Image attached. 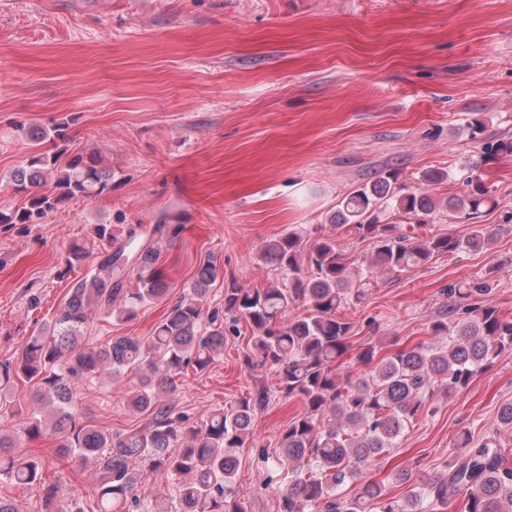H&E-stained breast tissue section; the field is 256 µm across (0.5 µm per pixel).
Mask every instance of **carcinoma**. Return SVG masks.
Returning <instances> with one entry per match:
<instances>
[{
	"label": "carcinoma",
	"instance_id": "1",
	"mask_svg": "<svg viewBox=\"0 0 512 512\" xmlns=\"http://www.w3.org/2000/svg\"><path fill=\"white\" fill-rule=\"evenodd\" d=\"M68 124L32 134L36 150L15 171L12 190L23 196L21 207L0 211V224H38L64 202L102 193L112 174L97 155L77 154L62 160ZM50 142L52 150L42 149ZM53 190L38 187L47 176ZM398 175L388 173L342 198L332 221L371 241L368 268L391 273L422 266L436 254L461 249L482 250L496 241L495 227L475 224L465 238L427 230L425 216L436 209L426 193L403 192ZM491 200L481 178L466 181L463 195L448 198V211L472 220ZM405 219L409 232L394 233L382 224L385 211ZM123 252L105 256L95 272L70 288L64 306L47 326L29 337L13 362L0 363V484L38 486L45 512H58L63 489L46 477L39 457L14 450L25 440L51 435L60 459L91 463L93 499L72 503L70 512H130L146 479L169 483L177 507L168 512H244L236 499L238 460L251 434L256 409L267 392L260 391L226 404L200 425L186 427L188 416L178 409V380L188 370L201 373L224 348L228 324L244 318L251 328L253 352L245 368L268 367L277 391L300 398L306 410L282 431L281 455L274 470L287 471L278 486L279 512H434L462 497L458 512H512V448L500 433L512 434V400L498 409L496 431L474 438L464 429L456 437L458 451L448 471L392 497L380 483L365 479L366 471L397 439L418 413L426 396L450 398L504 350L512 349V319L490 306L474 304L466 317L430 324L439 344L418 343L376 358V348L363 349L358 361L367 367L357 377L342 378L334 363L349 349L352 325L339 313L352 287L351 261L334 237L306 248L302 236L288 232L262 249L265 263L288 276V283L269 288L224 289V311L205 313L202 301L215 269L202 265L189 291L181 293L151 336H112L89 346L84 330L92 309L123 320L164 298L169 287L160 272L161 251L155 245L132 250L136 284L130 288L115 273ZM489 290L486 283L461 281L451 289L459 302ZM133 378L125 389L129 409L148 421L124 433L87 424L80 417L81 396L89 388ZM30 384L25 403L14 389ZM177 448L172 454L169 449ZM363 482L351 498L339 494L349 481Z\"/></svg>",
	"mask_w": 512,
	"mask_h": 512
}]
</instances>
